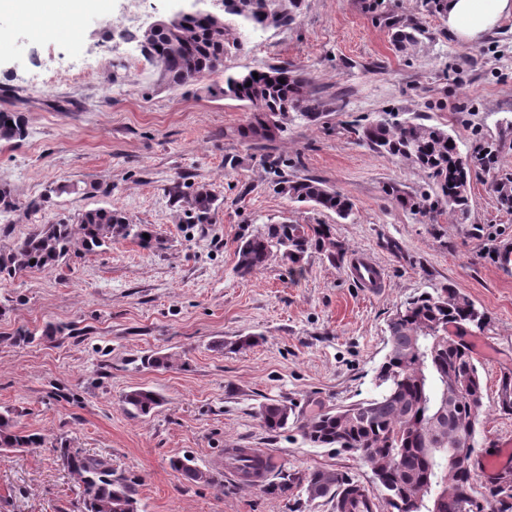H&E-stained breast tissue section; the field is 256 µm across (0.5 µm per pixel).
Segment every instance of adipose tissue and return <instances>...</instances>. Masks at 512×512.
<instances>
[{"mask_svg":"<svg viewBox=\"0 0 512 512\" xmlns=\"http://www.w3.org/2000/svg\"><path fill=\"white\" fill-rule=\"evenodd\" d=\"M0 12L30 18L35 23L33 33L38 37L63 23L49 0H0ZM509 15H512V0H448L445 21L461 42L472 43Z\"/></svg>","mask_w":512,"mask_h":512,"instance_id":"1","label":"adipose tissue"}]
</instances>
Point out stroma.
<instances>
[{
  "label": "stroma",
  "mask_w": 512,
  "mask_h": 512,
  "mask_svg": "<svg viewBox=\"0 0 512 512\" xmlns=\"http://www.w3.org/2000/svg\"><path fill=\"white\" fill-rule=\"evenodd\" d=\"M125 6L95 0L73 40L35 37L0 13V110L20 113L27 131L0 142V185L17 201L0 218V248L110 206L165 242L159 250L120 239L0 279V408L45 438L0 456V512H78V489L51 453L60 446L134 481L141 512H334L329 499L309 507L283 484L317 469L378 494L357 454L313 446L293 429L269 434L258 408L287 401L309 418L374 396L389 318L432 283L454 284L489 318L476 458L512 439V415L494 408L499 378L512 371V268L493 258L512 243V209L488 183L512 177V16L465 44L431 0H302L295 23L243 33L225 60L233 70L306 72L326 105L320 122L289 121L262 143L248 135L249 108L220 95L223 73L171 88L137 41L115 39ZM411 28L416 43L395 46L392 32ZM391 113L448 129L462 152L491 147L495 163L472 179L467 223L446 214L427 223L386 195L391 184L415 195L428 182L412 161L375 153L354 134ZM284 176L322 180L350 198L352 216L290 201L276 186ZM204 184L215 218L186 223L177 199ZM284 221L332 225L349 252L382 268V288H360L347 263L317 253L299 272L276 258L237 275L240 240ZM248 335L257 343L233 347ZM151 353L170 367L144 366ZM136 387L163 397L143 418L123 405ZM233 448L268 454L266 480L229 476ZM186 455L218 484L171 469Z\"/></svg>",
  "instance_id": "35a3bbf8"
}]
</instances>
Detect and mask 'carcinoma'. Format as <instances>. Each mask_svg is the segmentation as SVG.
I'll list each match as a JSON object with an SVG mask.
<instances>
[{
  "label": "carcinoma",
  "instance_id": "obj_1",
  "mask_svg": "<svg viewBox=\"0 0 512 512\" xmlns=\"http://www.w3.org/2000/svg\"><path fill=\"white\" fill-rule=\"evenodd\" d=\"M296 0L281 6L278 0H242V8L224 17V25L213 28L198 15L186 21L177 32L160 30L151 36H133L141 52L170 88L195 83L224 73L220 93L228 99L244 101L251 109L280 111L279 121L295 112L310 123L318 122L324 104L309 91L310 77L285 66L258 71L232 72L224 57L237 51L240 28L268 30L295 22ZM12 125H7V122ZM25 136L21 115L0 112V141L11 142ZM360 141L371 150L392 158L411 160L427 173L432 192L408 195L395 185L385 193L422 216L446 212L460 220L470 211V182L484 157L471 154L462 169H454L449 159L459 151L448 130L415 120L392 121L382 118L362 129ZM279 192L293 202H306L347 219L352 203L338 191L316 178L284 179ZM216 196L202 185L179 198L183 213L197 224H209L215 211ZM149 238H144L143 234ZM133 238L142 245L163 247V241L144 224H134L119 208L90 209L69 219L46 224L42 229L0 251V277L14 278L32 270L53 267L73 249L93 252L116 239ZM311 253L332 262L344 258L345 243L338 240L329 224H270L266 230L246 237L237 247L236 271L251 275L276 257L297 268ZM489 325L485 312L451 283L435 285L400 305L388 327L387 352L377 369L378 394L332 413L302 419L295 409L282 402L261 406V427L277 433L294 427L301 436L319 447H336L357 453L370 449L366 464L378 471V483L390 512H434L429 493L444 495L443 512H474V479L462 475L448 484V436L462 434L474 438L484 410V387L479 360L470 342L461 338L483 333ZM456 394L452 406L438 427L428 424L436 407L447 394ZM126 412L133 417L147 416L162 404L159 393L138 387L124 395ZM44 446L36 434H25L18 427L12 409L0 410V450ZM56 458L78 488L81 512H138L136 490L123 478L113 477L110 464L82 453L78 448L53 449ZM258 456L250 448H236L231 459L238 469L248 472ZM172 469L192 482L216 483L217 478L184 456L171 460ZM308 505L322 498L336 500L339 512H374L375 503L367 490L346 480L340 473L313 470L288 475ZM496 499V512H512V486L489 488Z\"/></svg>",
  "mask_w": 512,
  "mask_h": 512
}]
</instances>
